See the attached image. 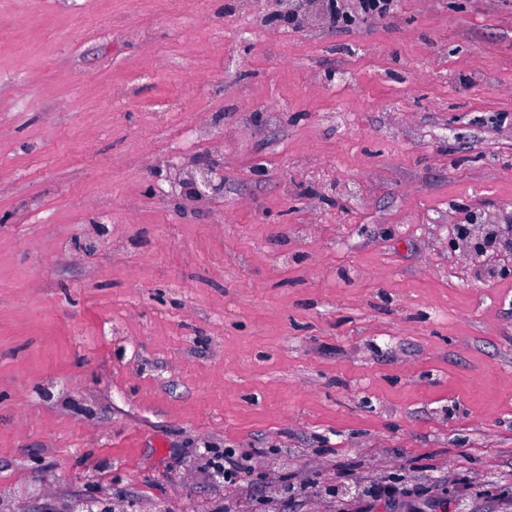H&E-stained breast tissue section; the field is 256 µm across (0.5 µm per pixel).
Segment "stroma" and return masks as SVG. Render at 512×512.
Here are the masks:
<instances>
[{"label":"stroma","instance_id":"1","mask_svg":"<svg viewBox=\"0 0 512 512\" xmlns=\"http://www.w3.org/2000/svg\"><path fill=\"white\" fill-rule=\"evenodd\" d=\"M78 2L0 0L9 512H512V0ZM221 175L210 166L195 165L184 184L185 196L197 201L218 192L221 189ZM503 232L501 225L488 224L477 227L474 230L469 228L467 235L459 238L466 242L471 252L480 257L486 254L489 248H493L497 243L501 242Z\"/></svg>","mask_w":512,"mask_h":512}]
</instances>
